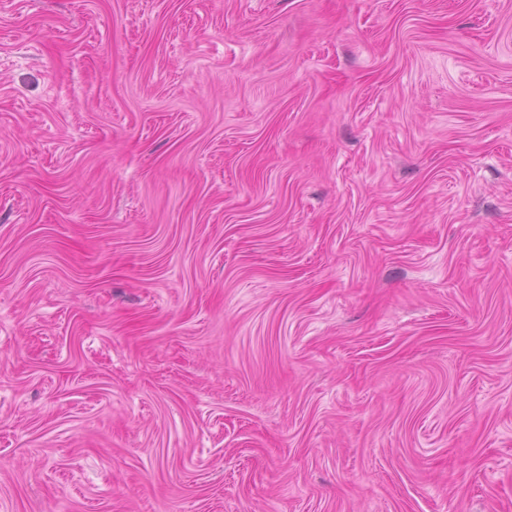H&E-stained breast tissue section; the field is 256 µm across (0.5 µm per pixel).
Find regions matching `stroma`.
I'll return each mask as SVG.
<instances>
[{"label":"stroma","mask_w":512,"mask_h":512,"mask_svg":"<svg viewBox=\"0 0 512 512\" xmlns=\"http://www.w3.org/2000/svg\"><path fill=\"white\" fill-rule=\"evenodd\" d=\"M0 512H512V0H0Z\"/></svg>","instance_id":"obj_1"}]
</instances>
